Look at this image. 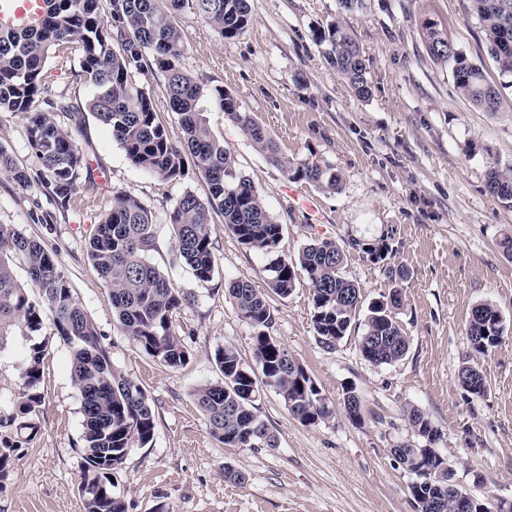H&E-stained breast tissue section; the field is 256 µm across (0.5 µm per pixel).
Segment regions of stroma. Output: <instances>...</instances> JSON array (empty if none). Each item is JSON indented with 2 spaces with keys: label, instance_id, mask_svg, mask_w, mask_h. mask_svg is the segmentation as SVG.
<instances>
[{
  "label": "stroma",
  "instance_id": "stroma-1",
  "mask_svg": "<svg viewBox=\"0 0 512 512\" xmlns=\"http://www.w3.org/2000/svg\"><path fill=\"white\" fill-rule=\"evenodd\" d=\"M437 23L490 78L484 33L468 0H363L344 12L338 0H251V22L227 40L192 13L177 15L185 35L184 69L208 86L221 85L279 144L302 159L309 152L341 174L335 191L292 183L256 152L223 111L209 106L215 136L248 176L283 226L276 255L242 245L222 221L212 236L217 266L198 281L174 249L168 214L190 191L207 185L196 171L168 183L132 166L112 132L85 108L90 87L70 79L57 92L70 98L80 126L77 143L106 180L81 186L93 207L59 209L37 175L41 166L27 139L23 116L0 112V147L33 181L19 188L0 174V224H15L56 252L70 286L112 351L114 365L149 394L155 413L151 446L129 453L115 493L132 512H416L412 477L392 456L410 443L425 447L403 415L420 408L440 431L439 452L464 487L479 498L512 503V208L485 190L488 166H512V85L501 87L502 110L474 107L456 88L449 64L432 60L423 41L424 20ZM349 28L365 56L369 98H358L314 43V30L332 22ZM321 204V220L298 209L289 187ZM129 192L155 216L150 261L195 303L179 317L190 355L171 369L140 351L112 317L108 288L87 257V243L112 195ZM330 238L346 250L344 272L371 303L401 290L397 320L410 338L407 354L376 365L359 351L363 316L335 346L313 329L306 277L294 292L274 299L269 332L303 365L335 405V418L306 426L294 419L275 390L261 391L254 406L278 440L277 448H232L211 436L194 389L219 379L215 352L233 345L244 365L255 366L253 330L231 302L233 279L267 286L273 257L290 258L312 240ZM360 249H352L350 241ZM388 241L393 252L373 263L367 244ZM495 305L502 342L480 360L486 391L475 396L458 382L472 348L466 333L472 309ZM45 360V403L36 440L18 452L14 473L0 492V512H82L81 399L70 376V349L53 337ZM362 404V422L342 408L347 389ZM241 471L236 483L225 466Z\"/></svg>",
  "mask_w": 512,
  "mask_h": 512
}]
</instances>
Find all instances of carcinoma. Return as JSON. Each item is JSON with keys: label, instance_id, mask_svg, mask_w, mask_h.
<instances>
[{"label": "carcinoma", "instance_id": "1", "mask_svg": "<svg viewBox=\"0 0 512 512\" xmlns=\"http://www.w3.org/2000/svg\"><path fill=\"white\" fill-rule=\"evenodd\" d=\"M108 2L102 12V2ZM43 16L22 29L0 28V112L19 113L27 120V139L40 160V178L61 207L75 203L93 206L79 195L80 185L95 181L94 170L78 147L75 133L55 120L73 105L53 89L44 71L54 59L60 75L85 81L93 92L86 109L112 131V138L136 168L167 182H178L193 164L207 184L200 198L182 194L169 213L175 248L200 282L212 279L216 256L212 224L219 216L243 245L271 254L277 251L283 225L267 211L254 184L235 170L234 158L212 133L199 101L208 95L224 115L238 125L254 149L279 167L292 181L334 191L341 177L336 167L316 154L300 160L282 153L269 132L237 98L222 86L204 89L199 78L183 69L180 57L185 34L174 16L189 11L226 39L242 34L251 19L250 0H45ZM471 12L484 32L485 48L499 77L512 80V0H469ZM316 44L355 94L371 93L369 71L360 46L339 23L313 32ZM427 54L450 64L456 88L477 108L500 111V92L489 82L486 69L468 58L440 32L436 23L423 22ZM159 71L168 111L177 116L173 134L157 110L154 90L135 73ZM0 174L18 187L30 185L29 173L18 167L0 146ZM486 191L512 207V166H492ZM151 211L135 195L118 192L96 226L87 254L109 290L112 314L137 348L158 363L177 368L189 351L177 331V318L195 299L175 288L148 259L153 249ZM346 255L332 239L305 245L296 260L277 258L267 268L268 288L260 290L243 279L227 283V292L241 316L254 330L257 368L245 366L235 347L217 350L221 378L197 386L194 400L206 418L210 434L230 447L276 448V436L254 412L260 389L270 387L282 398L290 415L304 425L335 418L329 399L281 343L268 333L274 320L271 297H288L295 288L296 269L305 272L314 314L313 328L322 342L333 345L348 333L360 310V291L344 272ZM22 262L39 289L33 300L14 273ZM402 299L395 290L372 303L359 341L362 356L377 365L401 360L409 336L396 317ZM52 315L55 334L70 348V375L81 398L84 457L79 493L83 512H130L131 503L113 492L111 477L129 452L152 443L155 416L145 390L112 362L110 348L76 299L54 254L36 239L10 224H0V362L15 359L20 384L9 398L12 412L0 418V492L12 472L18 448L40 432L39 415L45 402L41 391L48 342L34 336ZM502 317L489 302L470 314L467 335L472 351L485 355L501 343ZM458 381L465 391L480 396L485 377L476 365L461 368ZM344 410L352 422L361 421L360 400L346 392ZM404 416L427 448L404 446L401 462L413 475L409 489L416 512H452L433 506L438 475H448V460L433 445L438 430L421 409L410 406Z\"/></svg>", "mask_w": 512, "mask_h": 512}]
</instances>
